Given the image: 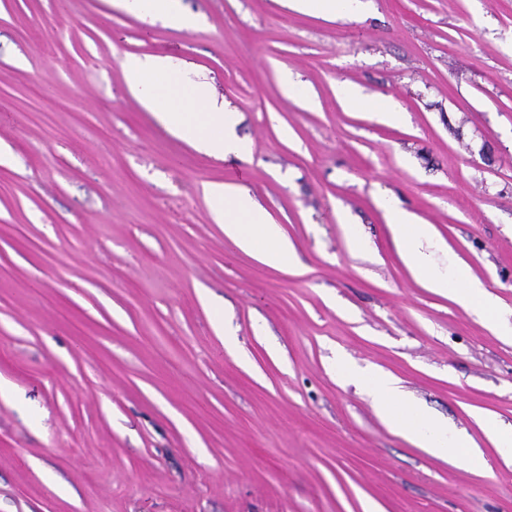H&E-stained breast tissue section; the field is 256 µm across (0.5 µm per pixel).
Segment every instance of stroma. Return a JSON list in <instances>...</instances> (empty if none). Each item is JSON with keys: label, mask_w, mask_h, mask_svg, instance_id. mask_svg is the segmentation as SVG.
Returning a JSON list of instances; mask_svg holds the SVG:
<instances>
[{"label": "stroma", "mask_w": 512, "mask_h": 512, "mask_svg": "<svg viewBox=\"0 0 512 512\" xmlns=\"http://www.w3.org/2000/svg\"><path fill=\"white\" fill-rule=\"evenodd\" d=\"M176 7L191 26L0 0V512H512V461L475 421L512 428V341L415 279L378 205L432 225L435 261L512 321V0ZM130 54L209 83L250 155L170 134ZM212 182L248 189L294 270L225 239ZM340 358L466 432L485 474L409 444ZM288 8L317 16L361 14L364 3L361 0H284Z\"/></svg>", "instance_id": "obj_1"}]
</instances>
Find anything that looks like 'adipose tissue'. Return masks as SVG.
<instances>
[{
    "label": "adipose tissue",
    "mask_w": 512,
    "mask_h": 512,
    "mask_svg": "<svg viewBox=\"0 0 512 512\" xmlns=\"http://www.w3.org/2000/svg\"><path fill=\"white\" fill-rule=\"evenodd\" d=\"M123 73L131 93L173 135L211 156L242 158L249 154V142L235 133L236 113L218 102L206 83L187 81L172 60L129 55ZM205 196L216 223L236 249L270 266L285 271L293 268L294 254L283 230L248 192L234 184L214 183L206 186ZM381 205L417 279L434 292L467 305L497 336L512 339V324L499 318L497 299L486 285L458 265H436L424 251V244L434 239L432 226L419 223L397 201L385 199ZM336 371L342 379L363 386L379 416L411 444L435 456L456 450V459L463 466L474 472L486 470L477 446L464 434L408 404L391 375L361 373L343 360L337 362Z\"/></svg>",
    "instance_id": "1"
}]
</instances>
